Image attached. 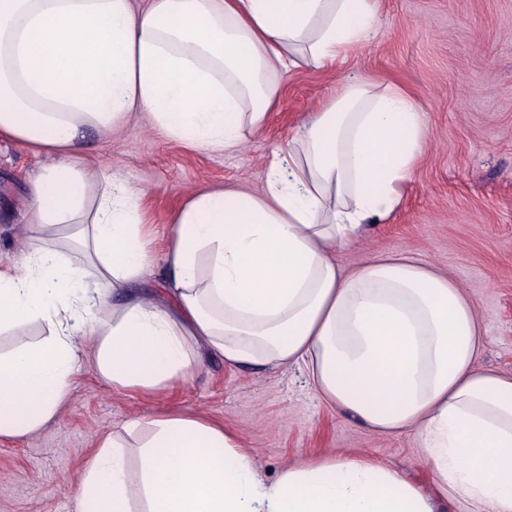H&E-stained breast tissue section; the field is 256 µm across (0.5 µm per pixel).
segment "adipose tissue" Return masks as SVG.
<instances>
[{"label": "adipose tissue", "mask_w": 512, "mask_h": 512, "mask_svg": "<svg viewBox=\"0 0 512 512\" xmlns=\"http://www.w3.org/2000/svg\"><path fill=\"white\" fill-rule=\"evenodd\" d=\"M378 23L377 0H0V139L46 158L28 178L20 259L0 263V333L41 340L0 353V437H26L64 405L81 355L112 389L154 392L200 347L231 365L305 368L316 393L385 437L413 434L438 496L512 512V376L481 367L475 307L411 255L334 258L385 222L429 138L399 85H342L262 190L193 194L163 253L169 303L138 291L149 265L144 191L91 161L85 133L140 116L165 136L234 152L259 131L284 72L342 61ZM105 435L80 512H437L397 469L358 456L264 480L223 426L183 413Z\"/></svg>", "instance_id": "1"}]
</instances>
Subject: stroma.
<instances>
[{"label":"stroma","instance_id":"35a3bbf8","mask_svg":"<svg viewBox=\"0 0 512 512\" xmlns=\"http://www.w3.org/2000/svg\"><path fill=\"white\" fill-rule=\"evenodd\" d=\"M379 20L377 35L343 63L284 73L264 126L239 151L190 147L133 123L88 133L97 162L148 190L153 265L139 289L165 300L161 256L190 194L260 189L273 152L318 105L340 84L372 76L412 96L429 142L396 210L367 225L360 245L337 249L336 262L348 271L369 255L411 252L448 271L482 319L483 366L511 375L512 0H379ZM40 162L28 147L0 140V261L17 253L27 176ZM170 412L222 424L269 480L302 460L358 455L436 490L411 434L381 437L337 412L304 368L229 365L204 349L193 376L160 393L111 390L85 361L53 420L25 438H0V512H78L73 490L99 439L132 419Z\"/></svg>","mask_w":512,"mask_h":512}]
</instances>
